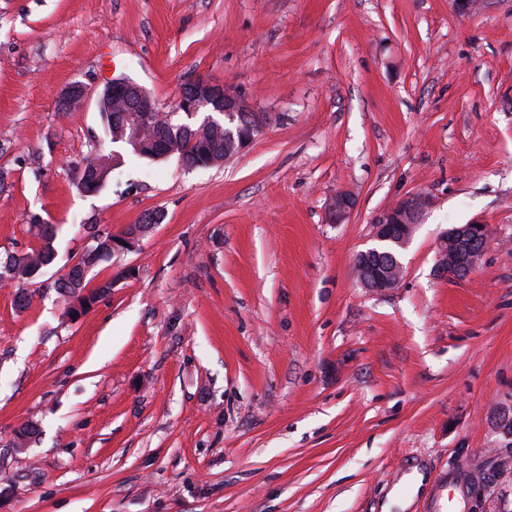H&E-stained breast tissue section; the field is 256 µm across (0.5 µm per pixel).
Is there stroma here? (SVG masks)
<instances>
[{
    "label": "stroma",
    "mask_w": 512,
    "mask_h": 512,
    "mask_svg": "<svg viewBox=\"0 0 512 512\" xmlns=\"http://www.w3.org/2000/svg\"><path fill=\"white\" fill-rule=\"evenodd\" d=\"M117 76L165 106L204 76L270 120L219 166L130 159L82 193L75 167L113 145L96 101L58 96ZM0 173V258L35 215L57 250L28 307L0 287V512H467L434 487L454 468L512 512V0H0ZM417 194L401 281L363 288L357 254ZM148 211L70 318L52 283L88 225ZM471 222L478 268L440 278ZM89 98L88 88L80 82H74L64 88L58 99V104L63 111L77 112ZM354 208L353 197L345 192L337 193L328 203L329 216L332 222L342 223L347 220ZM489 237V226L478 222L460 224L448 229L440 242L437 275L455 279L467 277L481 260ZM463 240L482 242L483 244L478 250L463 252L459 247Z\"/></svg>",
    "instance_id": "obj_1"
}]
</instances>
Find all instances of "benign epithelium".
Masks as SVG:
<instances>
[{
	"instance_id": "benign-epithelium-1",
	"label": "benign epithelium",
	"mask_w": 512,
	"mask_h": 512,
	"mask_svg": "<svg viewBox=\"0 0 512 512\" xmlns=\"http://www.w3.org/2000/svg\"><path fill=\"white\" fill-rule=\"evenodd\" d=\"M90 98L88 88L80 83L69 84L62 91L58 104L66 112L79 111ZM119 105L124 114L125 123L119 126L117 141L142 144L143 125L152 116L161 111L156 98L145 88L128 78L108 80L98 97L99 111H105V100ZM200 112H215L224 117V130L229 138H239L237 151L244 150L252 141L253 133L262 126V116L255 112L242 95L199 76L185 84L175 103L169 109L168 116L183 113L194 117ZM429 198L422 195L409 196L388 209L375 224V237L382 246L394 245L405 249L415 227L430 207ZM354 208L353 197L345 192L333 196L328 203L330 219L336 223L347 220ZM489 226L472 222L454 226L443 235L440 242V258L436 267L437 275L443 278L462 279L467 277L478 265L484 249L464 252L460 244L464 240L488 243ZM140 239L138 231H126L112 236V252L131 251ZM379 249L372 248L360 253L355 267L360 283L374 291H386L396 287L400 281L403 264L393 267L384 265L380 260Z\"/></svg>"
}]
</instances>
